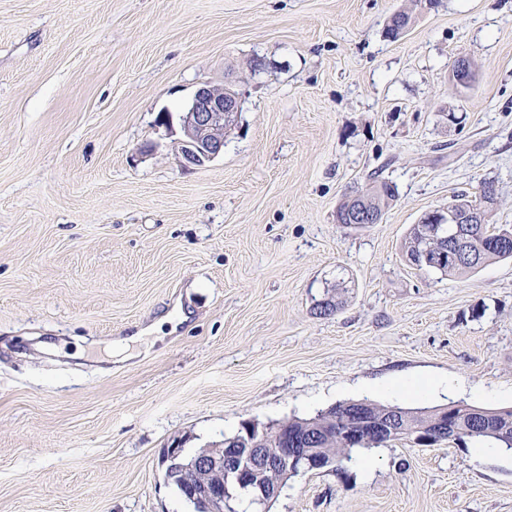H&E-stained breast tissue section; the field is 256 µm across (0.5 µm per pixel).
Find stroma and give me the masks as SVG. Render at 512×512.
Wrapping results in <instances>:
<instances>
[{
    "instance_id": "1",
    "label": "stroma",
    "mask_w": 512,
    "mask_h": 512,
    "mask_svg": "<svg viewBox=\"0 0 512 512\" xmlns=\"http://www.w3.org/2000/svg\"><path fill=\"white\" fill-rule=\"evenodd\" d=\"M408 5L0 0V512H186L164 451L246 421L512 408V261L453 279L401 249L484 180L512 225V0H439L387 38ZM206 84L239 112L187 167ZM377 170L397 186L382 223H337ZM401 378L454 387L387 392ZM474 449L359 451L270 512H512V451Z\"/></svg>"
}]
</instances>
